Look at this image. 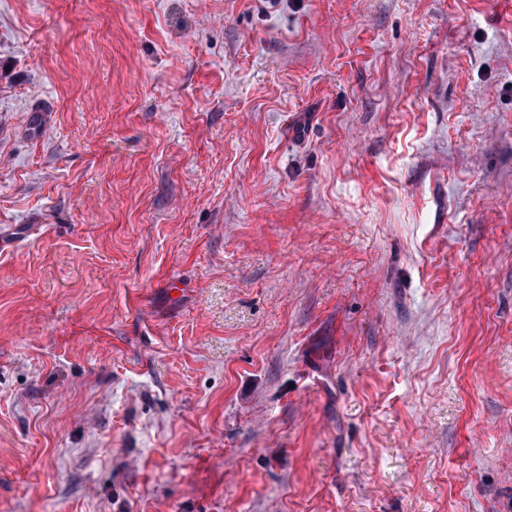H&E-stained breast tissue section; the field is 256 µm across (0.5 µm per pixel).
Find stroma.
<instances>
[{"instance_id":"35a3bbf8","label":"stroma","mask_w":512,"mask_h":512,"mask_svg":"<svg viewBox=\"0 0 512 512\" xmlns=\"http://www.w3.org/2000/svg\"><path fill=\"white\" fill-rule=\"evenodd\" d=\"M0 512H512V0H0Z\"/></svg>"}]
</instances>
